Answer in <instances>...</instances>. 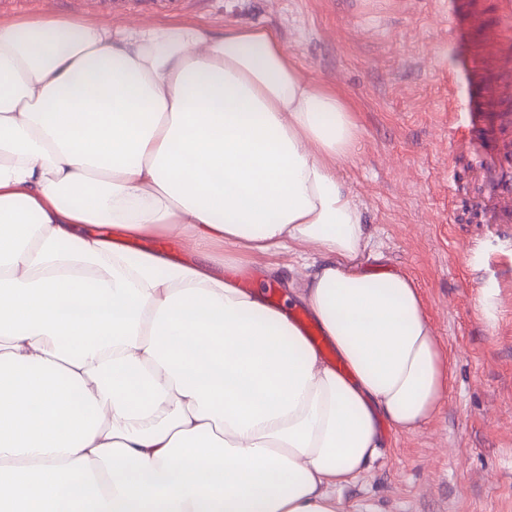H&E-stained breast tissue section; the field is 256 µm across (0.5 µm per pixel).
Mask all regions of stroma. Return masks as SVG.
<instances>
[{
  "instance_id": "35a3bbf8",
  "label": "stroma",
  "mask_w": 512,
  "mask_h": 512,
  "mask_svg": "<svg viewBox=\"0 0 512 512\" xmlns=\"http://www.w3.org/2000/svg\"><path fill=\"white\" fill-rule=\"evenodd\" d=\"M59 17L261 25L359 127L340 176L391 269L414 277L451 359L439 414L342 491L346 512H512V242L471 221V153L448 156L446 0H7L0 20Z\"/></svg>"
}]
</instances>
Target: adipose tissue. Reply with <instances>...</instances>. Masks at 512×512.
<instances>
[{
	"mask_svg": "<svg viewBox=\"0 0 512 512\" xmlns=\"http://www.w3.org/2000/svg\"><path fill=\"white\" fill-rule=\"evenodd\" d=\"M357 139L269 28L0 20V512H343L381 423L434 418L418 285L337 174ZM275 258L347 374L240 288Z\"/></svg>",
	"mask_w": 512,
	"mask_h": 512,
	"instance_id": "ef3b65f1",
	"label": "adipose tissue"
}]
</instances>
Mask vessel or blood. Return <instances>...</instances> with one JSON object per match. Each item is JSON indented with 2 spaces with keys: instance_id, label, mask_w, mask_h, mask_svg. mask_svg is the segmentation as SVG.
<instances>
[{
  "instance_id": "vessel-or-blood-1",
  "label": "vessel or blood",
  "mask_w": 512,
  "mask_h": 512,
  "mask_svg": "<svg viewBox=\"0 0 512 512\" xmlns=\"http://www.w3.org/2000/svg\"><path fill=\"white\" fill-rule=\"evenodd\" d=\"M497 2L498 24L489 29L479 0H448V95L456 97L463 87L469 91L464 111L448 112V151L456 153L466 144L479 147L483 191L473 206L483 223L501 226L512 223V158L502 155L498 134L512 124V113L489 108L491 83L484 75L504 48L512 49V0Z\"/></svg>"
}]
</instances>
